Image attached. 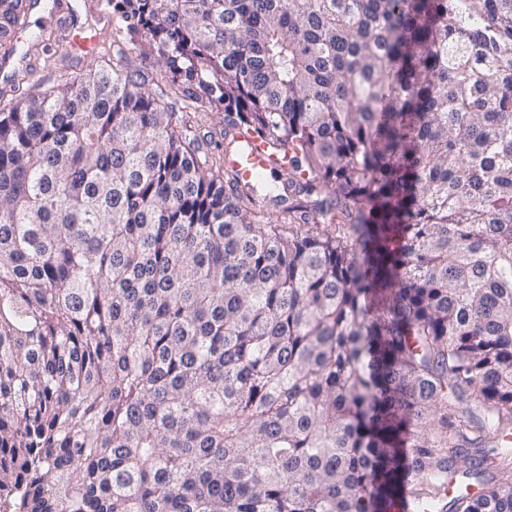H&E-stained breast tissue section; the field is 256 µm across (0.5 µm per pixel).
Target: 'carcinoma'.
Instances as JSON below:
<instances>
[{"mask_svg":"<svg viewBox=\"0 0 512 512\" xmlns=\"http://www.w3.org/2000/svg\"><path fill=\"white\" fill-rule=\"evenodd\" d=\"M110 2L0 108V512H512V0ZM240 141L241 147L228 158V163L242 182L252 183L271 169L268 146L254 133L244 135Z\"/></svg>","mask_w":512,"mask_h":512,"instance_id":"carcinoma-1","label":"carcinoma"}]
</instances>
